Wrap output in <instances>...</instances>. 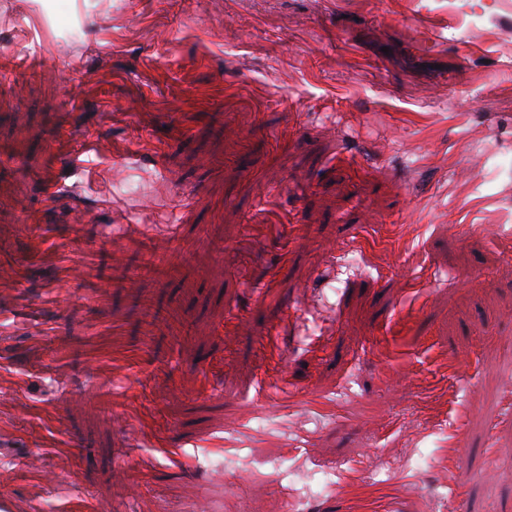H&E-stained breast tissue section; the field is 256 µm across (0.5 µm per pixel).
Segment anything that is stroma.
Returning a JSON list of instances; mask_svg holds the SVG:
<instances>
[{
    "label": "stroma",
    "mask_w": 512,
    "mask_h": 512,
    "mask_svg": "<svg viewBox=\"0 0 512 512\" xmlns=\"http://www.w3.org/2000/svg\"><path fill=\"white\" fill-rule=\"evenodd\" d=\"M1 62L14 512H512V8L0 0Z\"/></svg>",
    "instance_id": "stroma-1"
}]
</instances>
